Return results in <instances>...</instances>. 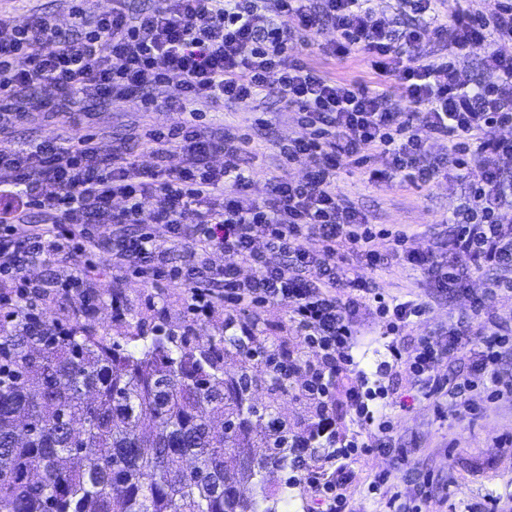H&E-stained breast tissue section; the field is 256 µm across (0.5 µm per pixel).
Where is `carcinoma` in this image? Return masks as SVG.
<instances>
[{
    "mask_svg": "<svg viewBox=\"0 0 512 512\" xmlns=\"http://www.w3.org/2000/svg\"><path fill=\"white\" fill-rule=\"evenodd\" d=\"M137 321L123 342L90 325L34 321L24 307L0 322V512H279L298 436L252 402L250 361L235 338L191 346ZM240 373L224 377V357ZM267 420L263 450L253 421ZM307 441L331 456L336 436ZM235 470L258 491L224 486Z\"/></svg>",
    "mask_w": 512,
    "mask_h": 512,
    "instance_id": "obj_1",
    "label": "carcinoma"
}]
</instances>
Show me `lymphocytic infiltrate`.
I'll return each mask as SVG.
<instances>
[{"label":"lymphocytic infiltrate","mask_w":512,"mask_h":512,"mask_svg":"<svg viewBox=\"0 0 512 512\" xmlns=\"http://www.w3.org/2000/svg\"><path fill=\"white\" fill-rule=\"evenodd\" d=\"M443 3L399 0L416 19L402 30L373 0H148L138 9L130 0H112L110 11L92 19L72 6L66 32L46 14L20 21L0 13V284L26 302L30 263L93 254L108 244L117 277L133 271L154 287L165 280L184 285L193 316H209L219 305L231 328L251 308L286 305L300 338L314 350L317 368L327 375L348 369L361 308L374 306L397 331L423 316L428 304L387 298L347 264L350 253L372 267L380 256L372 247L374 225L336 196L337 170L377 163L386 176L427 182L441 171L477 163L483 176L472 184L464 211L481 218L462 225L452 245L477 261L512 263V226L496 215L507 204L497 191L498 162L512 155V140L497 135L512 124V0H495L486 15L454 12L447 23L439 20ZM327 27L336 40L325 55L361 51L378 76L395 79L397 91L385 82L369 86L329 77L302 58L298 45ZM488 31L499 41L485 59L489 78L467 88L453 58ZM429 36L446 46L449 60L427 59L422 44ZM20 56L21 67L15 63ZM175 75L179 93L172 96ZM47 85L68 101L83 96L118 102L137 89L145 111L168 108L185 118L166 130L144 129L153 159L147 168L120 150L102 155L90 134L30 147L5 140L15 122L42 108L38 91ZM271 88L298 113L305 130L282 148L285 164L307 158L312 166L301 181L272 176L257 198L250 193V171L239 164L238 136L228 131L222 141H212L187 109L201 99L254 100ZM397 93L413 108L398 125L392 122ZM436 139L448 142L447 157L437 163L431 160ZM216 152L223 153V166H214ZM175 155L181 164L173 168ZM117 199L122 208L114 207ZM35 210L41 223L29 221ZM147 210L166 237L130 232ZM98 224L116 226L111 241L96 234ZM260 238L283 263L265 261L255 247ZM310 240L315 248H307ZM174 250L190 259L169 270L166 256ZM210 252L224 253L227 263L199 262ZM243 265L252 267L251 277L240 278ZM478 328L490 338L466 378L434 371L460 353L459 327L449 328L441 346L423 339L393 356L428 399L450 391L461 397L488 382L512 391V377L504 378L500 368L512 338L498 334L490 320ZM301 479L324 497L327 512H345L356 475L307 472Z\"/></svg>","instance_id":"lymphocytic-infiltrate-1"}]
</instances>
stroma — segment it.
Returning <instances> with one entry per match:
<instances>
[{"instance_id": "stroma-1", "label": "stroma", "mask_w": 512, "mask_h": 512, "mask_svg": "<svg viewBox=\"0 0 512 512\" xmlns=\"http://www.w3.org/2000/svg\"><path fill=\"white\" fill-rule=\"evenodd\" d=\"M69 5V0H0V12L19 18L44 13L52 16L60 29L67 30L72 24ZM335 38L336 33L330 28L310 36L302 49L304 57L338 78L359 83L374 80L375 74L361 52L336 59L321 55V47ZM38 95L43 109L29 112L14 125L12 140L34 145L51 138L65 125L78 136L96 134L102 154H111L120 145L126 147L143 167L152 163L140 137L143 125L166 129L183 119L182 113L164 109L142 111L135 92L118 103L85 99L68 105L63 112L56 109L58 98L53 87H43ZM196 108L208 136L221 139L228 126L239 127L247 134L249 143L240 162L252 173L253 194L263 195L273 174L285 173L293 181L304 179L307 162L285 169L280 166L279 145L302 136L303 130L295 113L289 112L277 94L225 106L200 102ZM481 177L482 170L476 166L461 175H440L426 184L374 179L366 168H343L336 175L339 198L352 203L378 227L407 230L409 247L431 252L436 266L454 265L462 277L459 287L442 290L437 288L433 273L426 269L395 259L374 270L359 254L348 257L361 276L375 279L380 288L399 300L425 298L430 302L426 314L397 336L391 335L387 320L372 318L365 310L359 314L361 320L371 323L372 330L358 337L351 350L357 368L340 374L344 383L340 401L345 414L335 427L344 441H370L378 427L365 424L363 413L385 408L403 453L397 456L377 450L358 455L354 465L358 486L350 500L351 512H383L379 495L368 489L381 477L394 484L402 501L416 506L418 512H485V498L489 495L498 498V512H512V397L492 398L493 386L485 384L469 396L475 414L462 416L459 399L449 395L436 401L424 398L400 368L392 366L389 350L390 344L409 348L422 339L443 344L449 328L460 322L473 325L489 319L503 331L512 332V295H488L501 276V269L474 261L467 253L448 251V242L456 232L448 219L468 195L471 183ZM112 263L111 251L98 253L91 273L93 283L85 293L57 287L58 282L83 272L80 258L28 266L26 274L33 282L56 285L50 296L39 303V316L49 322L91 324L111 337L122 335L128 321L134 318L187 335L194 345L214 343L226 335L222 309L196 321L187 320L185 291L180 284L150 288L132 276L116 281L112 278ZM248 320L271 350H293L300 343L284 305L269 304L249 314ZM249 373L257 404L273 405L297 433H304L307 425L314 423L309 401L280 393L264 364L251 363ZM355 390L374 392L375 398L367 409H360L351 399Z\"/></svg>"}]
</instances>
